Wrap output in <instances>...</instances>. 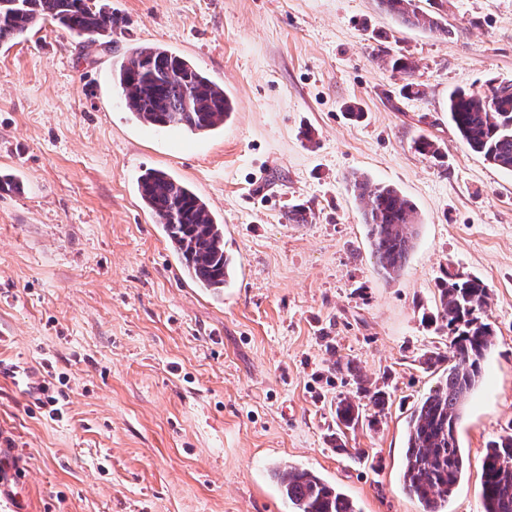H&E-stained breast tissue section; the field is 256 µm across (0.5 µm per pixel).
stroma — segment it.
<instances>
[{"label": "stroma", "instance_id": "stroma-1", "mask_svg": "<svg viewBox=\"0 0 512 512\" xmlns=\"http://www.w3.org/2000/svg\"><path fill=\"white\" fill-rule=\"evenodd\" d=\"M103 2L115 24L95 42L48 24L0 47V173L20 184L0 190V362L49 384L35 398L0 375V456L16 463L0 504L289 512L272 471L296 465L359 512H423L402 489V449L439 379L423 356L448 347L434 316L452 267L487 284L495 336L444 512H482L486 445L512 427V172L460 140L448 96L512 83V0H418L439 32L378 0ZM145 44L223 86V128L155 129L125 109L112 72ZM403 56L412 76L392 69ZM409 81L418 94L402 93ZM422 137L440 157L415 150ZM151 169L223 224V289L191 278L145 208L137 181ZM360 175L416 207L396 278L371 254ZM339 358L355 372H336ZM362 380L388 404L361 400L374 427L338 433L335 400Z\"/></svg>", "mask_w": 512, "mask_h": 512}]
</instances>
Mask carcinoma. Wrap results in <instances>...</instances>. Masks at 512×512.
Returning <instances> with one entry per match:
<instances>
[{
    "instance_id": "carcinoma-1",
    "label": "carcinoma",
    "mask_w": 512,
    "mask_h": 512,
    "mask_svg": "<svg viewBox=\"0 0 512 512\" xmlns=\"http://www.w3.org/2000/svg\"><path fill=\"white\" fill-rule=\"evenodd\" d=\"M380 5L406 26L447 32L415 0H380ZM48 23L91 37L112 30V14L93 0H0L1 44ZM116 80L125 108L153 126L210 132L224 126V119L235 110L224 87L160 46L131 49L119 63ZM448 117L473 152L512 172V83L491 80L480 93H451ZM354 188L364 203L371 254L386 276L399 274L414 247V206L390 185L361 179ZM138 191L196 281L207 288L224 287L230 265L224 253V225L216 222L207 204L185 183L158 170L140 177ZM438 292L437 317L448 328V354L426 358L428 368L441 371V376L410 412L402 465L403 490L422 505L423 512H442L465 470L457 426L480 382L494 336L483 318L489 290L480 278L447 272ZM359 390L374 407L384 410L385 391L362 385ZM361 419L358 404L337 398V425L354 429ZM481 468L482 512H512V433L488 442ZM272 476L292 512H358L344 493L307 469L286 465Z\"/></svg>"
}]
</instances>
